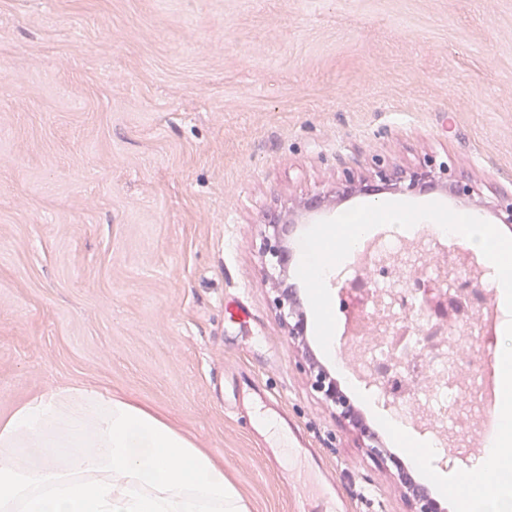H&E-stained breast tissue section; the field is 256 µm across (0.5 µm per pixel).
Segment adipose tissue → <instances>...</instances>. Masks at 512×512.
Returning a JSON list of instances; mask_svg holds the SVG:
<instances>
[{"label":"adipose tissue","instance_id":"1","mask_svg":"<svg viewBox=\"0 0 512 512\" xmlns=\"http://www.w3.org/2000/svg\"><path fill=\"white\" fill-rule=\"evenodd\" d=\"M0 512H247L224 465L124 397L55 387L0 419Z\"/></svg>","mask_w":512,"mask_h":512}]
</instances>
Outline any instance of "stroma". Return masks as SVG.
Wrapping results in <instances>:
<instances>
[{
    "instance_id": "obj_1",
    "label": "stroma",
    "mask_w": 512,
    "mask_h": 512,
    "mask_svg": "<svg viewBox=\"0 0 512 512\" xmlns=\"http://www.w3.org/2000/svg\"><path fill=\"white\" fill-rule=\"evenodd\" d=\"M512 196V0H0V419L83 384L166 416L224 463L248 512H408L397 473L300 368L260 244L365 204L375 161L428 159ZM318 208L305 213L307 203ZM323 364L378 438L368 369L337 324ZM268 390L248 391L244 378ZM286 412L321 461L279 447Z\"/></svg>"
}]
</instances>
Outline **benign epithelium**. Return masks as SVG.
I'll use <instances>...</instances> for the list:
<instances>
[{
  "label": "benign epithelium",
  "instance_id": "7a95c632",
  "mask_svg": "<svg viewBox=\"0 0 512 512\" xmlns=\"http://www.w3.org/2000/svg\"><path fill=\"white\" fill-rule=\"evenodd\" d=\"M343 191L350 195L373 196L383 186L407 194H420L428 189L438 186L446 187L449 194L459 199H474L477 195L474 187L466 182L455 180L448 175V164L428 160L420 167L400 173H393L387 168L377 164L370 175L355 177L348 173L342 183ZM479 207L492 211L498 224H512V198L498 201H479ZM271 232L263 237L261 253L265 261V274L272 282L271 304L282 324L287 330L288 337L294 341L306 343L307 324L303 311L297 298L296 289L287 283L285 255L287 253L288 237L293 232L292 219L274 217L269 219ZM427 252L423 249L414 251L409 258H383L374 262L379 272L388 269L394 271L413 264L424 265ZM304 371L307 374L312 390L318 398L328 407L334 409L339 418L351 423L360 432L363 447L366 453L378 465L398 473L405 472V466L395 456L388 455L379 448L370 435L365 424L356 413V407L349 396L336 383L335 377L324 364L310 351L306 352ZM411 512H440L438 501L423 486L413 495Z\"/></svg>",
  "mask_w": 512,
  "mask_h": 512
}]
</instances>
